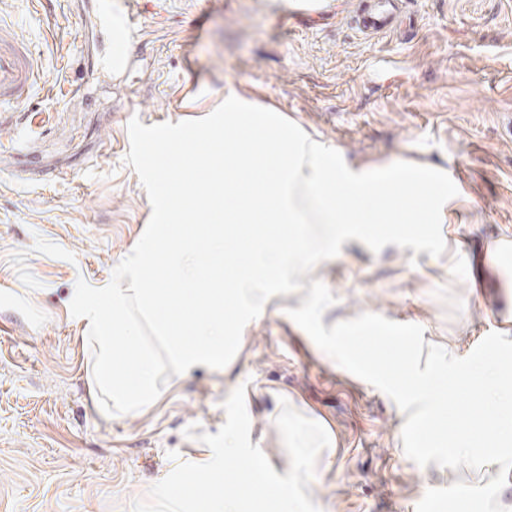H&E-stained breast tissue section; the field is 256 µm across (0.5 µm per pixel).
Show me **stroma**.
I'll use <instances>...</instances> for the list:
<instances>
[{
    "instance_id": "1",
    "label": "stroma",
    "mask_w": 512,
    "mask_h": 512,
    "mask_svg": "<svg viewBox=\"0 0 512 512\" xmlns=\"http://www.w3.org/2000/svg\"><path fill=\"white\" fill-rule=\"evenodd\" d=\"M358 3L0 0V22L45 76L28 101L0 107V512H131L177 463L208 459L198 437L218 432L240 386L250 442L278 475L290 467L282 402L327 431L305 490L320 512H416L429 488L489 482L411 461L406 414L318 350L286 313L293 297L251 321L224 372L170 378L154 405L112 416L70 313L77 280L107 285L152 214L125 162L130 120L203 118L229 83L347 163L424 165L458 189L444 255L352 245L301 276L336 299L324 324L377 313L461 356L490 332L512 337V262L491 250L512 239V0H405L417 27L378 36L359 31ZM116 53L135 64L119 81Z\"/></svg>"
}]
</instances>
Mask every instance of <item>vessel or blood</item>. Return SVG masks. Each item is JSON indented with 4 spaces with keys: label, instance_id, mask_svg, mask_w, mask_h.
<instances>
[{
    "label": "vessel or blood",
    "instance_id": "obj_1",
    "mask_svg": "<svg viewBox=\"0 0 512 512\" xmlns=\"http://www.w3.org/2000/svg\"><path fill=\"white\" fill-rule=\"evenodd\" d=\"M398 0H365L357 17L359 29L368 35L391 27ZM39 77L34 55L13 28L0 23V105H17L30 98Z\"/></svg>",
    "mask_w": 512,
    "mask_h": 512
}]
</instances>
